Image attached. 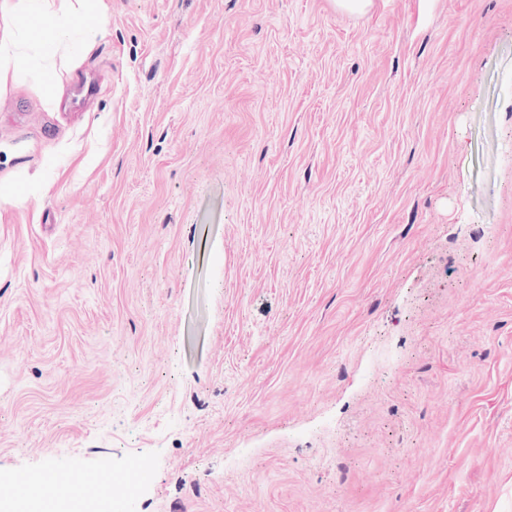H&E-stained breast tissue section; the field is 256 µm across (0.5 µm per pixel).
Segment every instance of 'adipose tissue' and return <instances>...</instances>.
I'll return each mask as SVG.
<instances>
[{
	"instance_id": "obj_1",
	"label": "adipose tissue",
	"mask_w": 512,
	"mask_h": 512,
	"mask_svg": "<svg viewBox=\"0 0 512 512\" xmlns=\"http://www.w3.org/2000/svg\"><path fill=\"white\" fill-rule=\"evenodd\" d=\"M36 13L49 17L50 22L43 31H33V38L50 37L58 40L59 36L70 29L73 19L85 16L86 0H69L70 7L59 13L53 8L51 0H31ZM20 27L0 29V94L6 93L16 81L19 73L26 67L27 58L22 49L25 40ZM95 477L82 478V487L74 491L67 499L53 501L41 494L42 483L39 477H29L24 489H15L13 481L0 482V499L7 501L13 512H95L97 504L83 492L84 486L95 484Z\"/></svg>"
}]
</instances>
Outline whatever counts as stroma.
Listing matches in <instances>:
<instances>
[{
  "instance_id": "1",
  "label": "stroma",
  "mask_w": 512,
  "mask_h": 512,
  "mask_svg": "<svg viewBox=\"0 0 512 512\" xmlns=\"http://www.w3.org/2000/svg\"><path fill=\"white\" fill-rule=\"evenodd\" d=\"M89 10L0 95V480L512 512V0Z\"/></svg>"
}]
</instances>
